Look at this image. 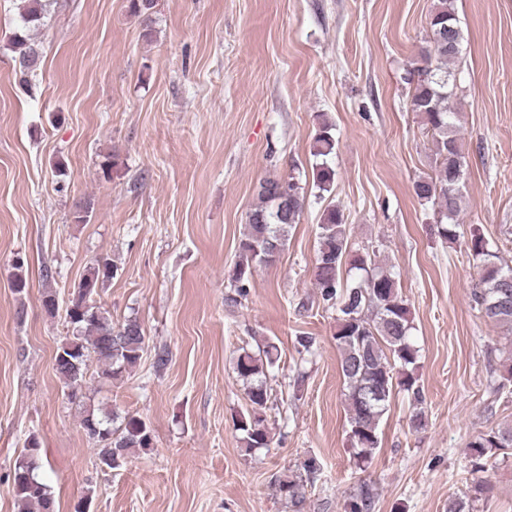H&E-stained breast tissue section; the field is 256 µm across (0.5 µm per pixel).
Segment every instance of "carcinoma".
<instances>
[{
	"mask_svg": "<svg viewBox=\"0 0 512 512\" xmlns=\"http://www.w3.org/2000/svg\"><path fill=\"white\" fill-rule=\"evenodd\" d=\"M52 6V0H26L22 28L13 34L11 49L25 79L34 74L42 57L33 31L44 25ZM445 27L453 33V50L448 49V42L440 40ZM462 41L454 8L448 0H438L429 19V47L422 58L425 69L407 78L412 89V111L420 116L425 133L431 136L435 157L434 175L416 180L413 189L420 201L437 206L436 232L444 241L459 237L466 175V157L455 125L457 112L451 102ZM335 148L332 125L325 121L311 150L314 182L321 191H330L335 181L336 172L328 161ZM303 203L301 187L294 179L273 175L260 180L257 203L238 242V260L231 275L233 293L225 297L227 305H237L248 294L254 265L271 264L279 257L289 232L299 221ZM319 229L315 288L324 306L336 311L335 340L346 389L349 434L354 459L360 466L369 463L379 448L380 422L396 390L410 398V428L417 433L426 428L425 395L415 375L419 350L411 340L410 310L399 291L397 276L375 266L369 254L358 253L350 262L355 274L342 278V260L350 253L342 210L335 205L326 208ZM466 246L478 260L476 307L488 320L512 331V266L502 261L475 230ZM112 275L113 265L103 260L74 286L66 303L65 315L73 325V334L57 348L54 368L70 389L68 398L72 402H82L86 397L90 357L96 358L101 377L120 380L139 364L147 348V336L137 319L115 325L98 304L99 289ZM277 351L275 343L269 342L262 354L244 352L235 363L249 401V409L239 415L235 428L249 451L268 448L272 443L265 409L270 400L269 370L277 362ZM82 427L98 446V461L104 469H118L131 454L148 451L153 445L151 430L135 415L126 416L123 427L114 433L98 410L89 405L83 410ZM469 448L471 471L485 473L488 453L512 448V427L481 434L469 443ZM41 466V448L32 438L13 471L11 492L19 512H53L52 493L38 478ZM318 470L317 459L309 457L297 466V471L276 477L277 493L295 512L305 508L308 483ZM373 499L372 490L364 485L345 502L344 512H372Z\"/></svg>",
	"mask_w": 512,
	"mask_h": 512,
	"instance_id": "carcinoma-1",
	"label": "carcinoma"
}]
</instances>
